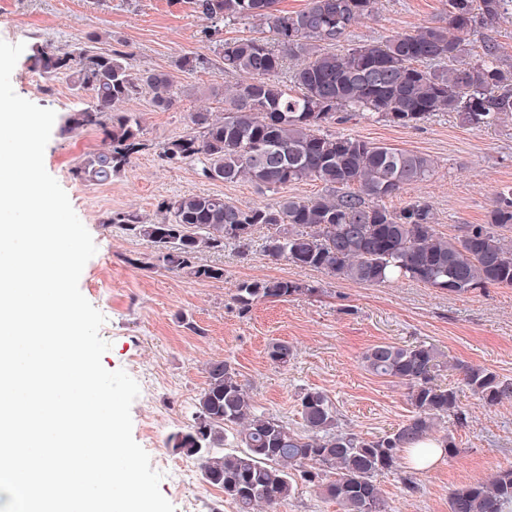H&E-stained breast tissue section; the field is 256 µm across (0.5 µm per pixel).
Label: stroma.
Masks as SVG:
<instances>
[{
  "label": "stroma",
  "mask_w": 512,
  "mask_h": 512,
  "mask_svg": "<svg viewBox=\"0 0 512 512\" xmlns=\"http://www.w3.org/2000/svg\"><path fill=\"white\" fill-rule=\"evenodd\" d=\"M447 20L446 0H377L374 15L353 27L346 42L379 40ZM207 25L196 0H0V40L28 46L47 40L67 50L76 37L94 33L102 50L126 52L132 70L169 73L185 91L167 111L153 110L146 94L124 103V110L143 114L148 148L124 174L90 185L74 179L72 169L102 146L105 134L100 127L64 133L75 102L70 82L33 69L25 54L11 76L19 96L56 113L44 164L97 246L79 288L105 317L100 335L110 348L103 366L126 371L140 386L131 407L133 438L147 449L175 512H233L221 489L203 480L198 460L169 443L191 422L208 362L228 359L254 406L290 427L301 423L299 392L315 388L334 403L340 429L374 438L408 420L412 407L403 385L364 368V353L380 342L431 344L452 363L437 382L456 388L467 416L464 424L448 425L459 453L430 468L414 470L401 462L379 474L377 483L394 512H448L449 492L512 465V403L486 405L454 368L458 362L479 365L512 379V288L456 296L408 280L371 286L275 262L258 250L242 257L232 246L209 258L223 266V280L200 282L169 271L147 240L105 222L115 209L154 218L162 201L191 193L220 194L232 203L273 202L272 193L251 183L209 181L194 166L169 164L159 156L162 144L186 133L189 112L223 110L215 91L234 81L217 67L183 71L176 65L184 56L210 55L203 37ZM336 130L429 155L433 177L389 204L427 200L449 234L462 224L483 223L495 193L512 186V118L482 130L462 126L452 113L416 128L361 122ZM271 278L307 283L317 292L286 302L268 299L245 311L233 305L230 295L239 282ZM276 340L295 350L288 367L267 357ZM408 473L419 485L412 495L403 490Z\"/></svg>",
  "instance_id": "1"
}]
</instances>
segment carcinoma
Masks as SVG:
<instances>
[{"label":"carcinoma","instance_id":"carcinoma-1","mask_svg":"<svg viewBox=\"0 0 512 512\" xmlns=\"http://www.w3.org/2000/svg\"><path fill=\"white\" fill-rule=\"evenodd\" d=\"M448 25H420L407 32L338 50L351 29L373 15L376 0H308L292 14L278 0H199L215 23L204 30L214 58L183 57L187 71L218 63L238 77L227 86L224 110L188 113V131L165 143L171 164L193 163L212 181H247L276 193L284 186L318 182L315 199L280 196L273 203L236 204L220 195L184 194L163 201L153 222L116 210L107 218L127 235L148 240L158 260L196 280H221L224 268L199 262L233 245L244 251L260 228L262 252L274 261L368 285L416 281L462 296L490 286L512 288V188L496 193L486 220L459 233L439 229L426 200L398 210L384 199L430 179L434 161L416 152L332 132L351 120L415 128L451 112L470 128H492L512 117V70L499 46L486 41L473 52L477 26L512 12V0H447ZM253 22L269 36L215 39L217 25ZM92 35L62 52L45 41L32 47L33 66L62 75L92 102L78 98L65 131L106 128L105 147L75 167L83 182L103 184L120 176L146 149L143 117L121 104L151 93L152 106L172 108L178 92L168 74L134 72L123 52L103 51ZM316 289L288 279L243 281L231 296L241 310L278 298L312 295ZM272 363L294 358L285 341L269 345ZM432 345L381 342L363 363L370 373L408 390L413 415L396 430L368 439L339 429L336 407L316 389L298 394L301 429L254 409L231 362L215 359L194 403L192 423L171 435L172 447L200 462L205 482L223 490L235 512H279L297 484L312 487L340 512H392L375 477L396 468L402 455L453 419L466 422L457 391L435 383L446 364ZM464 385L487 405L512 401V379L489 369L457 365ZM512 501V466L489 480L452 491L448 512H501Z\"/></svg>","mask_w":512,"mask_h":512}]
</instances>
